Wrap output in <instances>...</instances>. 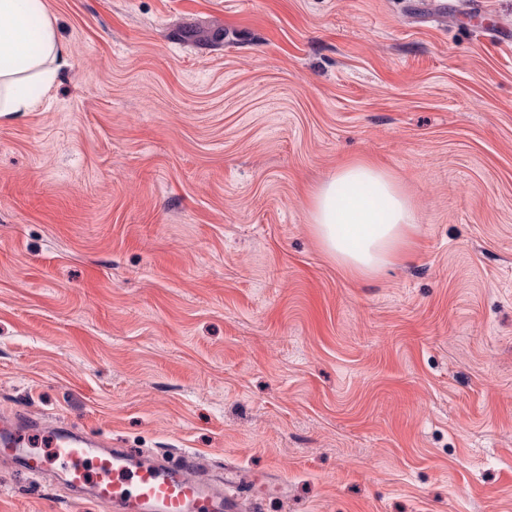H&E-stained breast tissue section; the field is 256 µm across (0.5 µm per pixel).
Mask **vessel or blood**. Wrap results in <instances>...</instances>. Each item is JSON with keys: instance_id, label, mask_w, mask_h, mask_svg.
I'll list each match as a JSON object with an SVG mask.
<instances>
[{"instance_id": "obj_1", "label": "vessel or blood", "mask_w": 512, "mask_h": 512, "mask_svg": "<svg viewBox=\"0 0 512 512\" xmlns=\"http://www.w3.org/2000/svg\"><path fill=\"white\" fill-rule=\"evenodd\" d=\"M46 432L53 456L32 451L29 436ZM0 460L33 475L55 473L71 491L90 489L94 502L119 512H237L236 498L225 495L198 474L195 453L151 460L124 449L104 451L100 441L63 426H0Z\"/></svg>"}]
</instances>
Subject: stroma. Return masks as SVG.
Listing matches in <instances>:
<instances>
[{"label": "stroma", "mask_w": 512, "mask_h": 512, "mask_svg": "<svg viewBox=\"0 0 512 512\" xmlns=\"http://www.w3.org/2000/svg\"><path fill=\"white\" fill-rule=\"evenodd\" d=\"M0 117V417L237 468L247 512H512V0H44ZM366 159L411 256L336 266ZM0 512H115L0 464ZM62 54L43 0H0V117L40 106L58 76ZM30 86L40 94H30ZM310 224L322 249L360 276L403 259L417 230L415 207L388 170L356 161L336 170L310 194Z\"/></svg>", "instance_id": "obj_1"}]
</instances>
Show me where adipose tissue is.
Returning a JSON list of instances; mask_svg holds the SVG:
<instances>
[{
  "label": "adipose tissue",
  "instance_id": "obj_1",
  "mask_svg": "<svg viewBox=\"0 0 512 512\" xmlns=\"http://www.w3.org/2000/svg\"><path fill=\"white\" fill-rule=\"evenodd\" d=\"M63 48L44 0H0V114L31 112L60 70ZM310 224L322 249L360 276L403 259L417 230L415 207L388 170L356 161L310 194Z\"/></svg>",
  "mask_w": 512,
  "mask_h": 512
}]
</instances>
